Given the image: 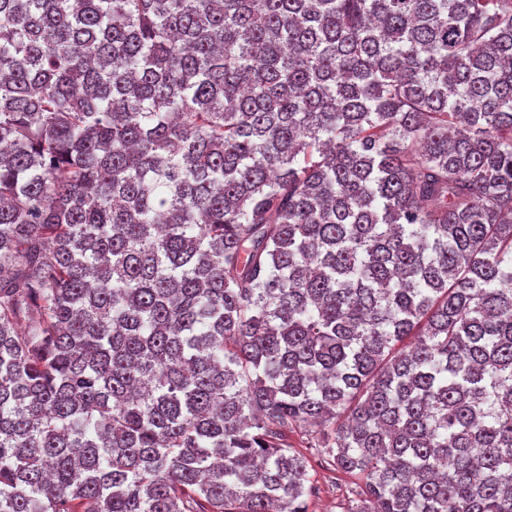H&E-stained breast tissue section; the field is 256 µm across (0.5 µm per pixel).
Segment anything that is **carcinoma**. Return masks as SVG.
<instances>
[{
    "mask_svg": "<svg viewBox=\"0 0 512 512\" xmlns=\"http://www.w3.org/2000/svg\"><path fill=\"white\" fill-rule=\"evenodd\" d=\"M512 512V0H0V512ZM312 434L307 429L294 428L288 432V443H291L295 450L306 454L311 459L313 471L311 472L314 492L309 498V512H347L352 508L354 502L352 491H360L364 487L361 479L348 477L332 470V467L325 463L321 457L311 455L309 446Z\"/></svg>",
    "mask_w": 512,
    "mask_h": 512,
    "instance_id": "cac0c4a2",
    "label": "carcinoma"
}]
</instances>
